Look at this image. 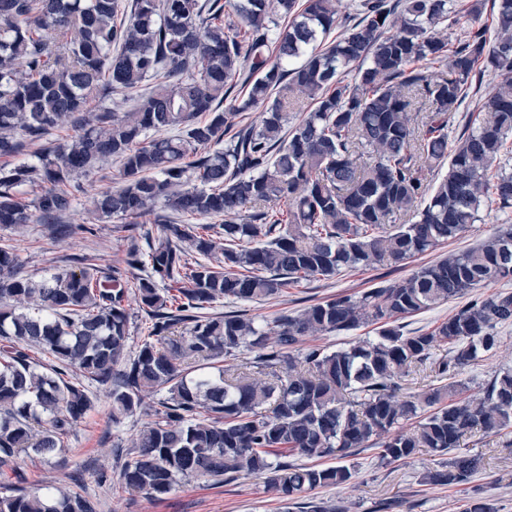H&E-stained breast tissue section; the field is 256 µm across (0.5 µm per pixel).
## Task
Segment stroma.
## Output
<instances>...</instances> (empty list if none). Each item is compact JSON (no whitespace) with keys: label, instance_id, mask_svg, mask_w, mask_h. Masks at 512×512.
<instances>
[{"label":"stroma","instance_id":"35a3bbf8","mask_svg":"<svg viewBox=\"0 0 512 512\" xmlns=\"http://www.w3.org/2000/svg\"><path fill=\"white\" fill-rule=\"evenodd\" d=\"M498 82L492 69H484L469 89L449 129L450 140L476 127L483 114L478 104ZM73 208L63 217L69 231L55 234L49 225L29 224L21 228H0V245L8 246L20 261L22 275L42 279L69 268L75 256H87L104 272L124 267L131 244L146 245L160 235L164 223L181 222V215L164 207L137 218L96 220L93 210L98 194L120 185L119 165L109 162L87 178L81 179ZM480 219L457 238L416 256L404 268H353L336 276L313 278L289 287L280 298L263 302L221 300L208 307V314L242 312L260 323L274 322L284 314H296L305 307L341 294H357L369 288L407 278L418 267L437 260L451 251H461L492 237L498 227L512 224V209L501 211L496 203H483ZM499 343L492 354L459 374L470 394L481 392L495 371L512 368V324L499 328ZM68 381L83 383L96 403L60 448L47 457L20 455L18 471L0 474V484L23 478L30 492L44 494L47 489L71 487L89 495L98 503L99 512H300L286 505L268 491L263 476L242 475L233 480L214 483L198 478L177 480L173 489L153 497L122 488L118 478L117 452H132L139 435L149 423V410L157 408V396L147 397L146 412L113 423L106 388L84 380L81 372L68 370ZM462 452L482 456L485 468L469 483L448 488L422 483L423 474L435 468L430 453L420 451L403 461L387 465L375 450L367 449L354 456L356 474L344 486L318 490L325 502L344 506L345 512H378L389 505V512H462L463 504L473 492L495 500L499 512H512V447L505 439L491 437L469 441Z\"/></svg>","mask_w":512,"mask_h":512}]
</instances>
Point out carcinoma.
Wrapping results in <instances>:
<instances>
[{
	"label": "carcinoma",
	"instance_id": "carcinoma-1",
	"mask_svg": "<svg viewBox=\"0 0 512 512\" xmlns=\"http://www.w3.org/2000/svg\"><path fill=\"white\" fill-rule=\"evenodd\" d=\"M276 4L283 26L269 0H133L123 18L121 0H0V157L65 120L77 128L39 163L0 167V227L69 211L78 180L111 159L122 185L100 193L98 218L137 217L159 203L224 218L166 224L145 251L131 244L126 264L142 271L135 295L153 319L132 356L127 271L109 277L75 257L74 268L35 281L0 248V473L17 471L22 452H54L93 407L64 380L70 368L108 388L116 424L165 392L120 472L126 489L151 496L179 478L264 473L293 504L350 483L355 469L343 460L366 448L387 464L424 448L437 458L424 480L457 486L484 466L457 452L461 441L512 433V369L478 396L457 379L512 322V291L471 299L427 332L407 336L396 325L512 280L511 224L401 281L317 302L270 328L245 313H203L344 268L401 267L478 221L483 199L512 208V169L489 179L512 136V0H495L492 43L475 25L454 40L436 36L459 13L454 0H355L348 15L340 0ZM335 28L342 33L323 42ZM483 62L499 71L480 106L487 118L451 146L450 125ZM239 83L242 97L232 95ZM116 91L133 97L132 109H88ZM305 99L315 108L284 132ZM254 109L260 124L238 127ZM26 185L38 189L29 201ZM411 211L416 221L393 223ZM177 324L184 334L169 335ZM368 324L378 325L374 340L299 348L306 336ZM443 347L448 357L432 360ZM32 349L56 365L45 368ZM244 351L251 361L220 365ZM426 363L439 385L399 398L402 378ZM0 512L97 509L78 492L36 495L11 483L0 486ZM463 512L498 507L470 496Z\"/></svg>",
	"mask_w": 512,
	"mask_h": 512
}]
</instances>
